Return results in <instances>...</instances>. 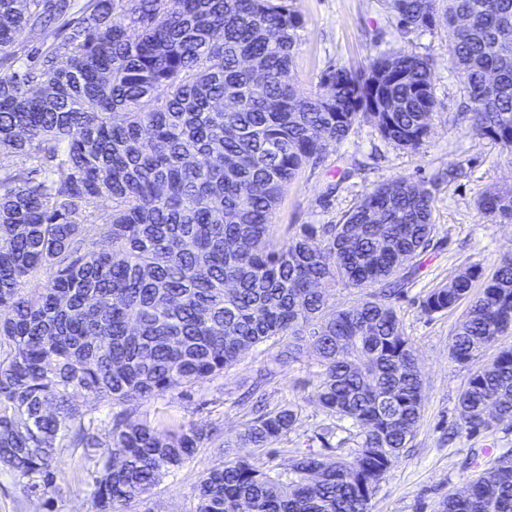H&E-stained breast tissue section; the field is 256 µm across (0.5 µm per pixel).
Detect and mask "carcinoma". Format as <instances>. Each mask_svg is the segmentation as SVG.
I'll return each instance as SVG.
<instances>
[{"instance_id":"cac0c4a2","label":"carcinoma","mask_w":512,"mask_h":512,"mask_svg":"<svg viewBox=\"0 0 512 512\" xmlns=\"http://www.w3.org/2000/svg\"><path fill=\"white\" fill-rule=\"evenodd\" d=\"M403 38L430 18L470 17L450 52L470 127L512 148V46L496 41L512 0H385ZM124 21H113L115 12ZM63 21L68 36L34 53L25 36ZM302 17L289 0H0V467L26 497L56 488L58 450L94 462L95 512H125L182 468L216 430L133 422L140 406L212 379L267 341L275 360L318 356L315 392L331 419L350 422L355 448L333 446L328 424L293 450L288 467L256 452L297 430L298 410L262 411L236 436L246 453L212 467L195 512H370L411 447L422 379L396 308L409 263L430 246L432 192L399 178L367 192L338 224H301L276 242L271 221L288 186L360 122L415 152L434 109L433 61L378 50L360 69L325 71L324 94L291 83ZM390 112H362L380 66ZM495 73L493 85L487 84ZM485 195L488 215L512 220V191ZM366 290L350 308L318 285ZM482 282V292L471 298ZM470 300L450 347L467 365L512 328V257L486 274L470 265L431 289L428 313ZM125 409L112 420L113 455L72 396ZM512 420V346L474 371L459 396V429ZM320 447H314L315 443ZM439 512H512L504 456Z\"/></svg>"}]
</instances>
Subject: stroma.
<instances>
[{
  "instance_id": "35a3bbf8",
  "label": "stroma",
  "mask_w": 512,
  "mask_h": 512,
  "mask_svg": "<svg viewBox=\"0 0 512 512\" xmlns=\"http://www.w3.org/2000/svg\"><path fill=\"white\" fill-rule=\"evenodd\" d=\"M303 18L291 78L302 93L317 92L322 73L331 66L357 68L373 53V38L384 33L383 49L403 47L434 60L436 106L431 132L419 152L385 142L371 123H360L340 144H329L321 162L306 166L286 187L273 217V236L283 240L300 224L339 223L375 185L397 178H431L448 167L463 177L433 187L435 230L428 250L418 258V272L397 310L410 336L423 379L424 407L410 448L394 464L371 501V512H436L448 494L463 490L472 471L466 463L478 457L482 468L512 450V422L497 424L479 436L449 435L458 418V395L470 374L455 363L449 347L468 306L432 315L421 302L432 288L447 283L459 270L479 264L493 270L512 253V221L482 212L486 193L512 188V151L477 136L461 109L467 95L449 64L448 25L407 41L388 34L381 0H293ZM275 348L260 345L224 374L194 385L189 396L168 393L141 407L138 417L176 429L189 424L221 428L233 439L249 416L239 398L261 370L273 373L265 385L269 407L293 406L300 411L299 431L277 443V463H287L304 435L313 434L328 418L320 408L314 384L320 365L314 354L280 366ZM235 451L218 445L199 448L193 461L162 479L132 503L130 512H194L195 488L206 472ZM58 484L50 512H93L92 462L82 449L57 454Z\"/></svg>"
}]
</instances>
